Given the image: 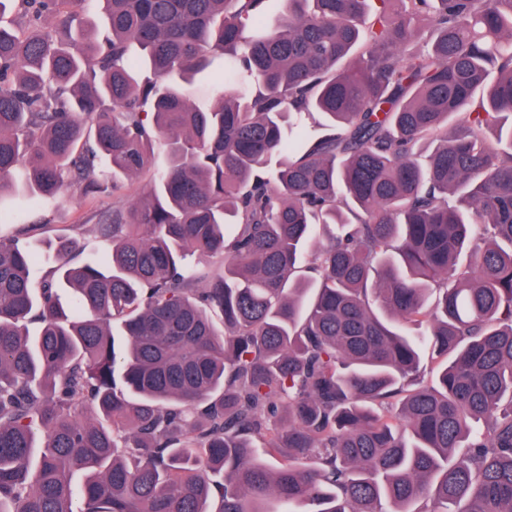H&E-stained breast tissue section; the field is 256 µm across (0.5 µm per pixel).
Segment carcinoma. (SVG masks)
I'll return each instance as SVG.
<instances>
[{
    "mask_svg": "<svg viewBox=\"0 0 512 512\" xmlns=\"http://www.w3.org/2000/svg\"><path fill=\"white\" fill-rule=\"evenodd\" d=\"M270 2L0 0V209L167 157L0 240V512H512V0ZM191 103L205 107L210 105L217 96V88L209 73H201L187 85ZM147 181V175L133 180L118 195L119 197L116 194L112 195V190L103 194L84 196L75 189H64L55 206L37 209L29 215L28 221H35L37 229L25 236L26 241L41 254L42 249L39 245L42 241L59 234L70 235L77 238L80 243V258L95 260L112 246L111 242L98 238L94 231V224L97 223L99 216L105 211L112 210V206L119 200L121 203H128L137 197Z\"/></svg>",
    "mask_w": 512,
    "mask_h": 512,
    "instance_id": "obj_1",
    "label": "carcinoma"
}]
</instances>
